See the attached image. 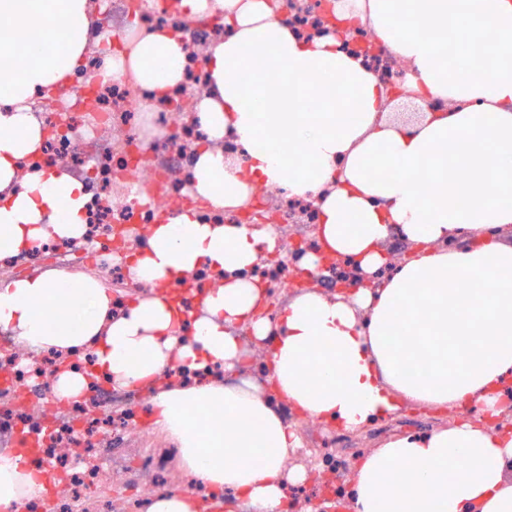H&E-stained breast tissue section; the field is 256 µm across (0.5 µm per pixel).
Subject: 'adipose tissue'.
<instances>
[{
	"instance_id": "adipose-tissue-1",
	"label": "adipose tissue",
	"mask_w": 512,
	"mask_h": 512,
	"mask_svg": "<svg viewBox=\"0 0 512 512\" xmlns=\"http://www.w3.org/2000/svg\"><path fill=\"white\" fill-rule=\"evenodd\" d=\"M173 7L225 27L204 52L194 120L205 140L190 157V197L239 210L264 186L315 202L320 246L299 265L310 281L327 257L374 275L395 235L412 256L377 288L311 286L271 323L253 313L272 227L185 209L138 227L122 257L146 295L121 306L99 277L38 270L0 286V328L34 356L91 353V370H56L57 398L80 399L101 380L148 395L187 476L253 512H281L288 486L307 478L292 462L299 440L286 410L345 430L407 404L497 416L512 377V0H338L339 19L369 26L405 62L406 93L445 104L411 126L390 120L377 77L336 36L299 38L270 0ZM480 39L483 60L461 65ZM96 44L104 66L89 81L120 79L158 101L184 82L187 45L170 28L137 24L114 39L94 0H0V258L86 239V181L33 162L47 139L38 104L84 73ZM25 55L38 64L19 67ZM228 137L239 153L225 152ZM466 236L475 245L457 247ZM238 325L265 349L268 385L172 377L238 369ZM30 457L26 447L0 454V512L48 496ZM350 495L353 512H512V430L461 420L392 435L359 462Z\"/></svg>"
}]
</instances>
